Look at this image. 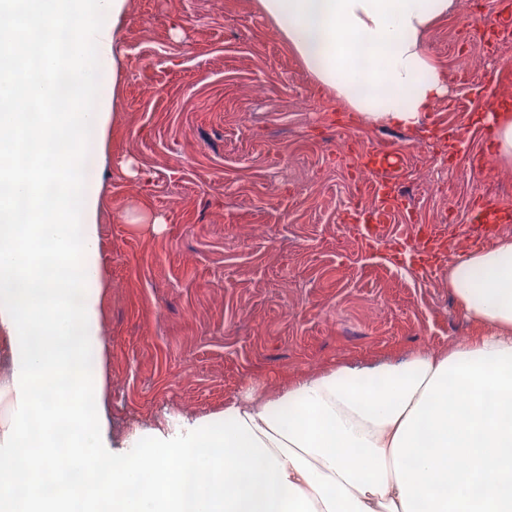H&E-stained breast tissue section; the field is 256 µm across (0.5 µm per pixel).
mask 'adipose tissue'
<instances>
[{"label":"adipose tissue","mask_w":512,"mask_h":512,"mask_svg":"<svg viewBox=\"0 0 512 512\" xmlns=\"http://www.w3.org/2000/svg\"><path fill=\"white\" fill-rule=\"evenodd\" d=\"M343 111L417 126L447 95L426 36L453 0H256ZM128 0H0V512H512V238L454 256L481 335L436 354L254 384L219 414L112 433L100 200L77 191L104 131L93 75ZM512 162V105L479 115ZM96 290L84 288L86 280ZM99 395L82 396L84 349Z\"/></svg>","instance_id":"1"}]
</instances>
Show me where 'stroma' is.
Masks as SVG:
<instances>
[{
  "label": "stroma",
  "mask_w": 512,
  "mask_h": 512,
  "mask_svg": "<svg viewBox=\"0 0 512 512\" xmlns=\"http://www.w3.org/2000/svg\"><path fill=\"white\" fill-rule=\"evenodd\" d=\"M427 50L447 97L414 128L374 127L322 97L253 0H129L119 67L96 80L116 119L78 185L100 196L113 430L217 412L253 377L274 391L297 374L444 352L476 334L447 255L424 262L412 226L459 253L487 207L512 238V164L474 120L512 100L500 69L512 0L450 11ZM390 143L403 159L391 186L409 203L370 243L358 219L376 181L353 175ZM464 154L483 169L459 167Z\"/></svg>",
  "instance_id": "1"
}]
</instances>
